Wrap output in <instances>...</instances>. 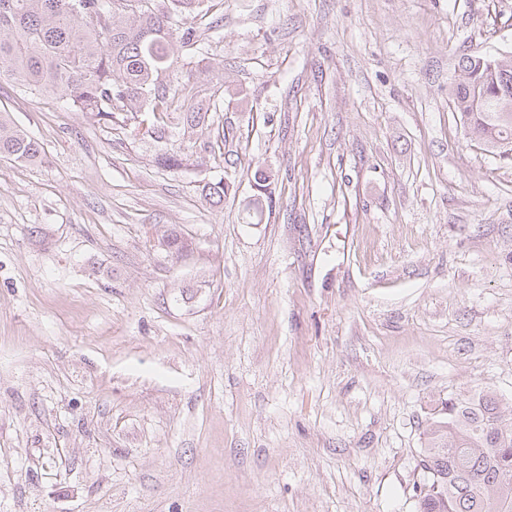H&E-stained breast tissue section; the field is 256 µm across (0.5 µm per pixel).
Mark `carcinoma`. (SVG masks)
Returning <instances> with one entry per match:
<instances>
[{"instance_id": "obj_1", "label": "carcinoma", "mask_w": 512, "mask_h": 512, "mask_svg": "<svg viewBox=\"0 0 512 512\" xmlns=\"http://www.w3.org/2000/svg\"><path fill=\"white\" fill-rule=\"evenodd\" d=\"M0 0V75L110 122L148 108L195 126L198 86L182 59L198 49L189 25L210 0ZM512 57L490 68L463 55L448 101L470 137L512 159ZM39 144L0 114V157L31 162ZM418 512H512V404L491 394L448 401L423 432Z\"/></svg>"}]
</instances>
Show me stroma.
<instances>
[{
  "mask_svg": "<svg viewBox=\"0 0 512 512\" xmlns=\"http://www.w3.org/2000/svg\"><path fill=\"white\" fill-rule=\"evenodd\" d=\"M194 24L161 139L0 79L43 153L0 157V512H416L444 404L512 403V162L448 103L512 0Z\"/></svg>",
  "mask_w": 512,
  "mask_h": 512,
  "instance_id": "stroma-1",
  "label": "stroma"
}]
</instances>
